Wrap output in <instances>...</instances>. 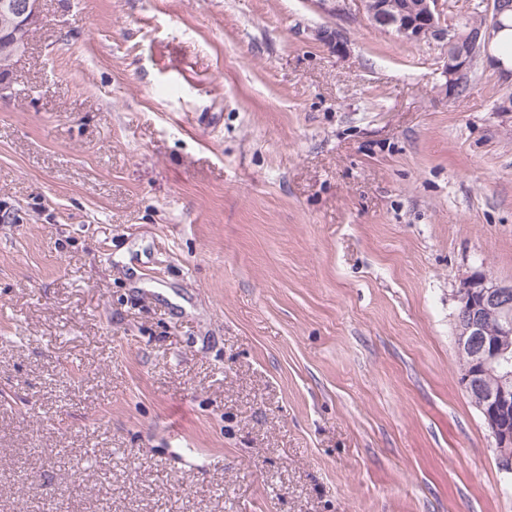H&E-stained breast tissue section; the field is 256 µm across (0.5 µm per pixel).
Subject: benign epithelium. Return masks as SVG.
<instances>
[{"label": "benign epithelium", "instance_id": "7a95c632", "mask_svg": "<svg viewBox=\"0 0 512 512\" xmlns=\"http://www.w3.org/2000/svg\"><path fill=\"white\" fill-rule=\"evenodd\" d=\"M10 26L1 36L14 37L30 31L39 13L40 0H0ZM369 17L407 41L424 38L448 40L444 67L448 94H453L460 77L478 59L495 63L491 42L500 31V17L512 12V0H498L494 16L480 27L462 34L442 25L440 0H363ZM455 347L465 356L460 383L485 417L496 440V452L503 471L512 473V283H502L480 270L460 278L457 291ZM499 323L497 337L486 334L487 322ZM492 378L489 384L486 378Z\"/></svg>", "mask_w": 512, "mask_h": 512}]
</instances>
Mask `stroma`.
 Wrapping results in <instances>:
<instances>
[{"label": "stroma", "instance_id": "35a3bbf8", "mask_svg": "<svg viewBox=\"0 0 512 512\" xmlns=\"http://www.w3.org/2000/svg\"><path fill=\"white\" fill-rule=\"evenodd\" d=\"M360 0H41L0 98V512H512L458 384L512 281V77Z\"/></svg>", "mask_w": 512, "mask_h": 512}]
</instances>
